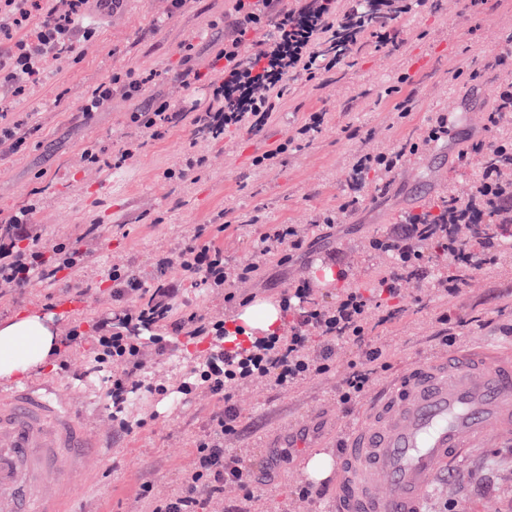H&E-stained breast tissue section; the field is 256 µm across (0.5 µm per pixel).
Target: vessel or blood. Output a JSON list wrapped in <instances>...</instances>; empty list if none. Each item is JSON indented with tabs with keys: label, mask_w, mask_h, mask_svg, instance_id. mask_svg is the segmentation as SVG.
<instances>
[{
	"label": "vessel or blood",
	"mask_w": 512,
	"mask_h": 512,
	"mask_svg": "<svg viewBox=\"0 0 512 512\" xmlns=\"http://www.w3.org/2000/svg\"><path fill=\"white\" fill-rule=\"evenodd\" d=\"M512 439V360L452 353L418 365L372 405L336 459L338 512H420L422 495L468 448ZM94 443L80 413L42 382L0 386V492L18 512H77Z\"/></svg>",
	"instance_id": "obj_1"
}]
</instances>
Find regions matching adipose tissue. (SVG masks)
Masks as SVG:
<instances>
[{
	"mask_svg": "<svg viewBox=\"0 0 512 512\" xmlns=\"http://www.w3.org/2000/svg\"><path fill=\"white\" fill-rule=\"evenodd\" d=\"M53 349V334L40 316L0 323V378L24 375L44 365Z\"/></svg>",
	"mask_w": 512,
	"mask_h": 512,
	"instance_id": "obj_1",
	"label": "adipose tissue"
}]
</instances>
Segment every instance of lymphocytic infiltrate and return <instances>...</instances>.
<instances>
[{
  "label": "lymphocytic infiltrate",
  "instance_id": "obj_1",
  "mask_svg": "<svg viewBox=\"0 0 512 512\" xmlns=\"http://www.w3.org/2000/svg\"><path fill=\"white\" fill-rule=\"evenodd\" d=\"M274 2L236 0L237 35L225 40L219 52L224 66L210 83V101L204 110L158 97L150 110L131 113V123L155 139L179 123L213 139L222 138L232 128L258 130L271 122L275 101L283 96L289 76L302 73L313 79L339 67L349 56L346 47L337 54L327 50L341 20L336 0H299L289 11L275 10ZM115 6V0H71L70 11L61 14L48 0H0V32H22L0 55V91L13 97L22 94L45 63L71 52L77 38L91 37V29L81 25L90 9L109 14ZM35 9L40 17L34 24L30 17ZM260 27L270 28L269 37L253 51L242 52L243 34ZM141 88L139 80L113 76L84 94L81 110L92 115L108 108L114 94L132 98ZM37 207L33 198L0 219V283L21 286L33 279L52 283L85 257L78 244L67 239L49 249L43 246L42 230L33 222ZM460 230V225L449 223L444 207L434 218L407 215L384 238L371 243L375 251L393 261L378 279L376 295L368 297L361 289L344 288L334 301L321 302L308 281H294L281 305L287 311L298 309L297 318L280 332L251 339L244 347H227L231 332L223 317L195 310L178 312V281L159 276L147 283L116 265L109 275L113 295L123 302L132 299V306L124 304L115 317L98 320L92 332L70 328L53 353L61 363L72 343L90 346L99 368L108 372L112 428L122 435L133 429L125 416L130 395L164 394L174 388L164 379L145 381L146 347L163 357L173 351L177 337L208 340L198 365L174 389L185 396L206 390L224 399V409L213 416L209 436L197 443L179 491L152 500L150 512H199L202 501L223 503L228 485L248 498L254 473L240 457L224 450L225 438L240 432L239 415L231 403L234 388L256 382L283 386L325 375L335 366L337 344L344 342L355 345L360 357L350 363L337 402L345 407L358 403L374 378L389 367L385 348L367 343L366 338L371 329L394 318L396 310L390 302L400 298L403 283L425 281L441 299L449 300L460 292L467 275L497 264L502 256L500 236L487 235L474 244L463 240ZM223 231L220 224L197 225L182 248L158 259L159 269L179 266L196 285L234 301V286L250 281L257 265L227 261L216 243ZM260 243L261 255L278 257L283 264L313 246L294 224L265 225ZM431 245L456 262L455 274L433 271V257L427 251ZM314 334L321 339L316 348L310 343Z\"/></svg>",
  "mask_w": 512,
  "mask_h": 512
}]
</instances>
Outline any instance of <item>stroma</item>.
I'll return each mask as SVG.
<instances>
[{"mask_svg":"<svg viewBox=\"0 0 512 512\" xmlns=\"http://www.w3.org/2000/svg\"><path fill=\"white\" fill-rule=\"evenodd\" d=\"M235 0H190L184 11L171 13L169 0H127L117 15L86 16L93 29L79 39L74 53L36 80L26 98L8 109L7 121L33 118L39 129L15 154L0 159V210L23 205L33 191H43L34 221L44 245L61 237L93 230L85 261L75 278L90 286L87 293L69 291L66 281L50 285L38 280L25 287L0 285V322L35 314L60 337L72 326L89 330L93 322L117 310L108 275L120 265L151 280L160 256L175 251L199 224L225 214L229 225L217 243L226 259L256 262L259 269L247 285L256 300L280 302L294 279L310 281L321 301H332L338 289L369 288L384 270L385 258L370 247L411 213L437 208L453 187L476 183L482 157L471 153L473 140L495 142L512 137V112H500L499 91L512 74L495 59L512 37V0H428L400 15L393 25L396 44L383 45L364 34L348 65L316 79L289 78L274 119L264 129L229 130L223 139L194 144L188 127L177 125L164 137L147 140L141 152L119 169L80 168L74 156L88 146L111 152L133 135L129 115L158 96L186 107L205 108L207 82L184 88L174 80L186 45L203 48L232 31ZM130 74L145 79L134 99L114 97L111 107L86 116L82 93ZM405 104L406 118L394 119L395 104ZM326 111L330 120L313 139L289 147L271 168L254 158L285 142L312 113ZM450 117L447 144L419 150L390 175H363L364 189L356 209L334 227H319L323 215L336 212L348 189L355 155L377 153L423 137L437 113ZM206 157V173L198 181L165 180L164 170L179 168L194 151ZM297 224L309 237L323 238L322 248L278 265L260 258L263 224ZM337 251L352 277L325 284L317 280L326 251ZM168 277L182 281L181 308L224 311L238 319L243 308L196 286L178 267ZM395 319L374 330L388 351L390 368L375 380L380 391L405 369L447 359L449 353L472 349L512 351V266L471 273L461 292L443 302L420 284L405 286ZM462 321L455 343H445L436 315L442 308ZM337 369L290 389H236L232 402L244 431L226 439L233 453L247 449L246 464L263 478L254 486L246 512H336V478L321 480L323 495L299 499L312 478L306 463L322 452L338 456L349 431L361 420L363 404L344 412L336 402L357 350L338 348ZM68 368L55 361L33 369L28 377L59 390L86 408L88 428L103 436L105 448L90 460L94 477L82 488V512H149L141 484L165 497L180 486L198 440L211 417L224 407L207 392L166 398L137 394L127 404L137 428L126 435L112 432V403L103 373L94 371L87 344L68 349ZM462 503L465 512H512V441H489L468 449L447 476L424 494L423 512H442L445 502Z\"/></svg>","mask_w":512,"mask_h":512,"instance_id":"35a3bbf8","label":"stroma"}]
</instances>
